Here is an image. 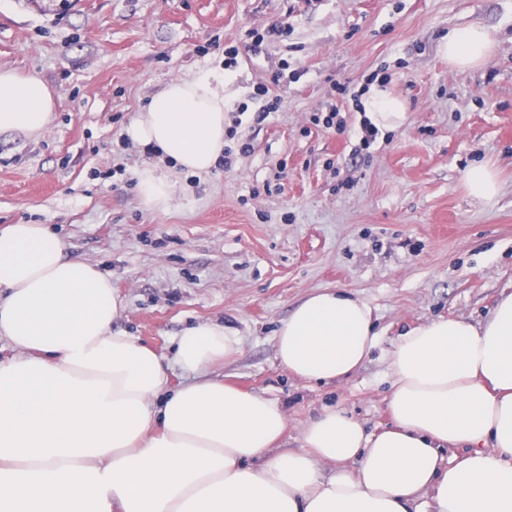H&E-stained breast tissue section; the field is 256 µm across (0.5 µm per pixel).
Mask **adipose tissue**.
Listing matches in <instances>:
<instances>
[{
  "instance_id": "obj_1",
  "label": "adipose tissue",
  "mask_w": 512,
  "mask_h": 512,
  "mask_svg": "<svg viewBox=\"0 0 512 512\" xmlns=\"http://www.w3.org/2000/svg\"><path fill=\"white\" fill-rule=\"evenodd\" d=\"M492 33L453 31L451 66L487 61ZM36 74L0 69V133H41L55 109ZM172 166L202 175L224 153V79L171 80L128 128ZM0 512H512V294L476 325L439 319L391 354L392 424L366 432L332 408L283 450L278 402L214 377L241 350L199 324L174 340L192 376L173 389L160 357L113 330L122 302L94 266L66 258L42 224L0 231ZM377 343L372 310L343 290L304 299L275 336L276 358L309 383L341 381ZM454 451L446 460L445 451Z\"/></svg>"
}]
</instances>
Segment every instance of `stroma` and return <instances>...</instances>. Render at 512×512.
<instances>
[{"instance_id":"1","label":"stroma","mask_w":512,"mask_h":512,"mask_svg":"<svg viewBox=\"0 0 512 512\" xmlns=\"http://www.w3.org/2000/svg\"><path fill=\"white\" fill-rule=\"evenodd\" d=\"M275 22L288 34L253 48L248 31ZM473 25L493 31V53L456 69L440 41ZM0 68L39 74L56 100L41 135L0 133V230L49 225L107 275L123 300L113 330L170 364L173 386L191 380L171 364L174 338L231 328L242 348L219 373L283 406L284 448L301 449L326 407L383 429L398 337L486 321L512 293V0H0ZM209 70L250 150L228 170L173 174L169 206L148 208L137 177L159 159L126 130L170 80ZM374 74L406 119L362 151L361 115L334 87ZM332 104L345 130L313 125ZM484 167L499 189L478 200L465 175ZM326 288L365 301L379 339L321 385L279 364L275 334Z\"/></svg>"}]
</instances>
